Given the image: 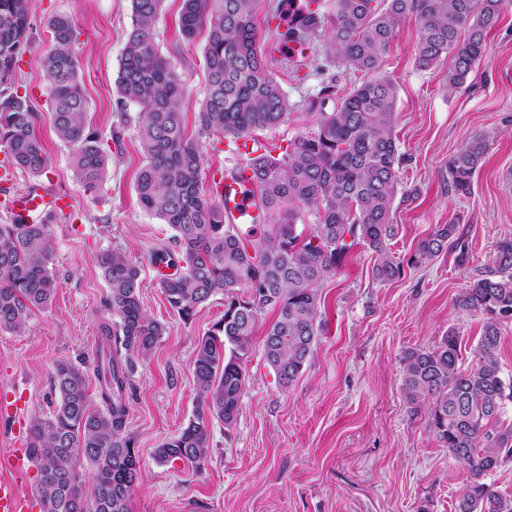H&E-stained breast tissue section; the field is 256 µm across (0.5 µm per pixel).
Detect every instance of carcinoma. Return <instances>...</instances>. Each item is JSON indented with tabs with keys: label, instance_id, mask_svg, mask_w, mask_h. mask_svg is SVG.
<instances>
[{
	"label": "carcinoma",
	"instance_id": "cac0c4a2",
	"mask_svg": "<svg viewBox=\"0 0 512 512\" xmlns=\"http://www.w3.org/2000/svg\"><path fill=\"white\" fill-rule=\"evenodd\" d=\"M255 0H182L180 31L191 41L207 32V85L198 112V138L186 136L182 109L186 89L154 40L163 0H130L131 27L119 62L116 108L120 122L110 138L118 145L129 122L127 107H141L139 136L145 163L137 176L140 206L169 225L181 252L176 272L161 281L163 294L185 323L216 295L224 316L197 344L194 377L199 403L180 433L155 450L162 463L182 462L197 471L209 454L214 422L231 426L245 387V360L258 317L276 313L263 337L265 359L279 378L292 382L303 370L322 329L318 284L336 274L361 245L375 255L373 276L400 278L404 266L418 267L442 252L468 257L456 224H440L405 260L391 251L397 235L393 205L401 189L394 134L397 88L382 68L399 24L420 25L416 63L422 70L450 59L448 93L461 89L487 54L488 32L509 0H331V8L294 7L280 33V53H304L326 32L334 57L329 65L363 73L361 83L336 98V75L306 107L318 114L316 130L299 135L291 149L237 159L229 171H251L249 190L256 223L242 228L224 220V193L203 188L201 138L238 139L288 121V96L272 71V56L258 33ZM27 0H0V146L7 164L41 176L48 157L37 133L29 99L9 85L26 51ZM51 47L43 58L50 82L53 124L72 153L73 171L85 193L99 194L107 154L98 134L86 130L87 99L73 45L75 20L47 21ZM333 108L326 110L328 101ZM489 149L476 134L448 158V187L472 193ZM316 223L301 229L307 216ZM50 224H0V330L23 333L33 309L53 296ZM96 263L109 288L108 304L119 313L115 326H101L97 375L103 408H92L83 369L59 361L53 370L55 410L33 421L27 447L41 472L43 512H129L139 476L138 452L125 433L126 389L136 359L148 356L165 327L143 311L140 270L116 250ZM494 268L474 276L458 305L482 316V332L471 365L460 370L461 347L450 331L431 349L405 352L403 392L408 404L427 406V428L467 473L454 512H512V493L492 489L487 477L512 458V422L502 420L512 381L501 375V324L512 319V239L496 245ZM121 337L125 356L112 355ZM92 470L83 482L81 462Z\"/></svg>",
	"mask_w": 512,
	"mask_h": 512
}]
</instances>
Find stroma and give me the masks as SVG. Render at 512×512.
<instances>
[{"label":"stroma","mask_w":512,"mask_h":512,"mask_svg":"<svg viewBox=\"0 0 512 512\" xmlns=\"http://www.w3.org/2000/svg\"><path fill=\"white\" fill-rule=\"evenodd\" d=\"M181 0H164L155 27L158 50L173 65L187 97L183 119L198 130L206 69L204 38L188 42L179 31ZM32 29L19 57L12 91L28 96L49 158L40 184L70 199L51 233L55 291L35 310L23 334L0 331V397L15 417L0 418V455L25 443L24 432L52 414L57 361L79 365L92 401L100 399L97 350L102 324L120 317L107 305L108 287L96 265L105 250L122 252L141 270L144 312L166 327L152 354L138 362L128 390L126 431L136 442L139 481L130 512H454L467 474L429 433L425 411H412L403 394L406 350L433 348L448 331L461 341L470 364L481 333L480 315L457 304L476 271L492 268L495 244L512 238V6L488 35V55L456 93L446 88L447 63L419 69V24L402 22L383 68L397 87L395 133L403 156L402 196L393 206L397 255L410 254L436 225H458L469 260L455 253L406 269L398 280H374L372 251L353 248L336 276L318 286L324 325L302 373L283 385L263 352L264 313L244 368L246 384L232 426L214 423L210 453L200 473L182 463L163 464L155 450L176 436L198 405L196 345L224 314L223 296L182 322L165 300L153 270L155 252L173 249L170 227L141 208L135 180L144 162L139 106H129L120 144L115 79L130 27L129 0H29ZM74 18V46L88 100L85 122L104 142L107 175L98 196L86 194L73 173L71 150L56 136L49 82L40 59L50 47L47 21ZM331 51L313 40L299 68L273 63L291 105L287 123L253 137L287 147L315 129L308 98L322 87L321 66ZM487 133L489 151L469 196L448 189L446 162L473 134Z\"/></svg>","instance_id":"obj_1"}]
</instances>
